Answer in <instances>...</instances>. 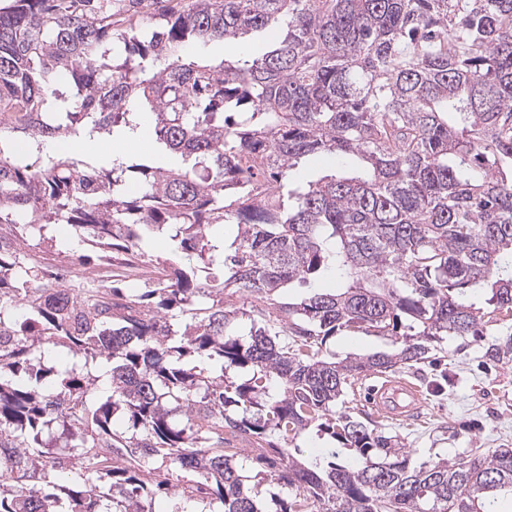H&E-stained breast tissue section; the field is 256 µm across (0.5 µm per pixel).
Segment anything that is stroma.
I'll return each instance as SVG.
<instances>
[{"instance_id": "35a3bbf8", "label": "stroma", "mask_w": 512, "mask_h": 512, "mask_svg": "<svg viewBox=\"0 0 512 512\" xmlns=\"http://www.w3.org/2000/svg\"><path fill=\"white\" fill-rule=\"evenodd\" d=\"M271 47L267 32L258 30L223 43L187 48L189 59L220 62L224 55L262 56ZM512 333V316L491 322L482 338L451 336L438 344L434 365L422 373L401 370V378L420 386L419 408L406 419L383 418L371 404L368 380L354 386V416L369 422L401 441L416 461L437 457L454 459L468 448L492 451L512 448V362L493 363L485 351L493 339Z\"/></svg>"}]
</instances>
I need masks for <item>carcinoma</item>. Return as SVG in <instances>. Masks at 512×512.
Listing matches in <instances>:
<instances>
[{"instance_id":"carcinoma-1","label":"carcinoma","mask_w":512,"mask_h":512,"mask_svg":"<svg viewBox=\"0 0 512 512\" xmlns=\"http://www.w3.org/2000/svg\"><path fill=\"white\" fill-rule=\"evenodd\" d=\"M160 2L149 36L102 0L0 8V512H152L158 459L216 512H496L512 448L416 462L347 395L512 312V0ZM262 29L260 58L183 55ZM143 132L184 166L42 153ZM323 154L360 167L297 170ZM56 226L99 263L144 256L147 233L191 261L149 260L144 288L69 284L29 259ZM331 271L344 285L276 300ZM230 292L248 302L228 308ZM348 329L399 341L326 352ZM485 356L511 362L512 334ZM96 363L112 390L93 401ZM313 426L339 448L304 463L269 444L252 471L291 497L262 506L224 431L291 442Z\"/></svg>"}]
</instances>
